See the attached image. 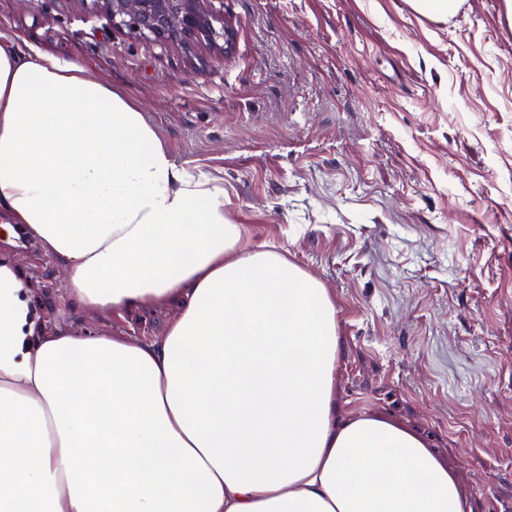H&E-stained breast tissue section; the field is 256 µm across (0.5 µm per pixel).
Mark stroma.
I'll return each mask as SVG.
<instances>
[{
    "label": "stroma",
    "instance_id": "stroma-1",
    "mask_svg": "<svg viewBox=\"0 0 512 512\" xmlns=\"http://www.w3.org/2000/svg\"><path fill=\"white\" fill-rule=\"evenodd\" d=\"M226 52L133 39L85 0H0V42L81 64L146 112L224 213L336 296L343 415L423 436L472 512H512V35L493 0H224ZM48 324L152 338L169 311L67 306L0 216Z\"/></svg>",
    "mask_w": 512,
    "mask_h": 512
}]
</instances>
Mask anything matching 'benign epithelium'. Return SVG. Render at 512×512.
Listing matches in <instances>:
<instances>
[{
  "mask_svg": "<svg viewBox=\"0 0 512 512\" xmlns=\"http://www.w3.org/2000/svg\"><path fill=\"white\" fill-rule=\"evenodd\" d=\"M112 27L160 42L202 40L220 52L230 43L224 0H91Z\"/></svg>",
  "mask_w": 512,
  "mask_h": 512,
  "instance_id": "obj_1",
  "label": "benign epithelium"
}]
</instances>
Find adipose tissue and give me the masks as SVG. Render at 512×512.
Segmentation results:
<instances>
[{
  "mask_svg": "<svg viewBox=\"0 0 512 512\" xmlns=\"http://www.w3.org/2000/svg\"><path fill=\"white\" fill-rule=\"evenodd\" d=\"M0 214L67 299L161 336L46 330L0 256V512H470L417 433L336 403V297L243 242L224 188L75 62L0 44Z\"/></svg>",
  "mask_w": 512,
  "mask_h": 512,
  "instance_id": "1",
  "label": "adipose tissue"
}]
</instances>
